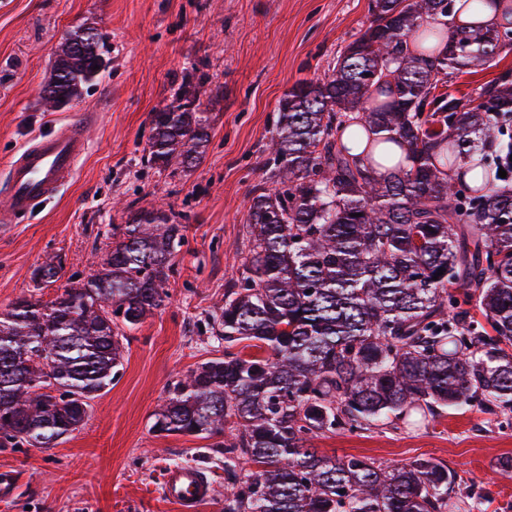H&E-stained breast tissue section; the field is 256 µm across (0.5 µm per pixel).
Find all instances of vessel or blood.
Segmentation results:
<instances>
[{
    "label": "vessel or blood",
    "mask_w": 512,
    "mask_h": 512,
    "mask_svg": "<svg viewBox=\"0 0 512 512\" xmlns=\"http://www.w3.org/2000/svg\"><path fill=\"white\" fill-rule=\"evenodd\" d=\"M86 129V122H73L54 135L34 139L11 160L7 192L11 218L24 217L58 196L85 151ZM211 492V481L195 465L171 467L163 476L162 493L179 512H197Z\"/></svg>",
    "instance_id": "obj_1"
}]
</instances>
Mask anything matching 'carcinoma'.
I'll return each mask as SVG.
<instances>
[{"label":"carcinoma","instance_id":"1","mask_svg":"<svg viewBox=\"0 0 512 512\" xmlns=\"http://www.w3.org/2000/svg\"><path fill=\"white\" fill-rule=\"evenodd\" d=\"M453 2L375 0L332 70L278 102L265 162L276 186L254 191L249 257L209 323L224 353L172 382L151 426L224 434V512H453L462 479L448 465L382 467L312 439L475 402L512 410V191L497 186L509 148L493 150L512 81L463 97L450 85L512 40V9L505 30L472 29L455 25ZM444 32L448 52L428 54ZM104 69L97 28L79 27L43 100L79 99ZM357 123L377 135L363 162L342 142ZM209 139L207 112L179 89L153 113L147 162L190 170ZM107 237L85 279L0 314V447L78 431L123 369L126 333L168 298L186 243L176 214L138 210ZM61 271L58 257L40 264L34 287ZM254 347L268 356L244 353Z\"/></svg>","mask_w":512,"mask_h":512}]
</instances>
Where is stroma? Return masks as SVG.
Here are the masks:
<instances>
[{"instance_id":"obj_1","label":"stroma","mask_w":512,"mask_h":512,"mask_svg":"<svg viewBox=\"0 0 512 512\" xmlns=\"http://www.w3.org/2000/svg\"><path fill=\"white\" fill-rule=\"evenodd\" d=\"M371 0H0V180L35 136L96 115L85 153L53 203L0 226V313L31 290L32 272L58 256L63 279L90 272L107 252L106 225L133 210H173L186 226L164 305L130 332L124 370L92 402L80 431L51 448H0L15 475L0 512H179L162 494L166 467L195 464L214 483L198 512H224V456L211 440L150 429L167 386L221 355L200 330L224 305V285L248 253L243 226L265 167L279 99L320 77L369 16ZM95 26L107 68L64 109L47 110L41 90L68 33ZM190 76L211 139L193 169L157 170L145 160L153 112ZM330 456L378 463L444 462L484 498L512 512V477L494 462L512 455V411L441 410L414 427L387 424L316 438Z\"/></svg>"}]
</instances>
